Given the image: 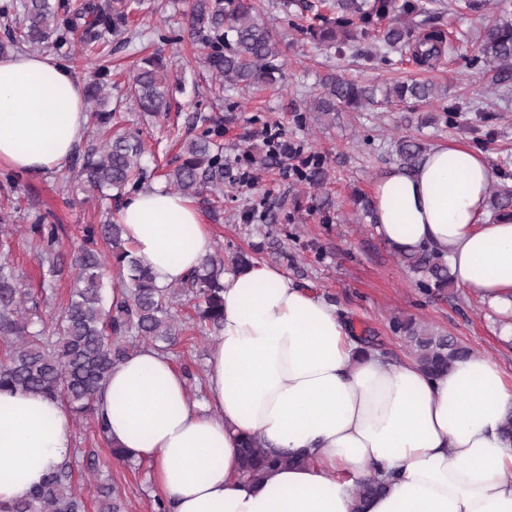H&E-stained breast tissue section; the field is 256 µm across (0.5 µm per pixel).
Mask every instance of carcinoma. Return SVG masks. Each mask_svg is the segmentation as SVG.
<instances>
[{
	"instance_id": "1",
	"label": "carcinoma",
	"mask_w": 512,
	"mask_h": 512,
	"mask_svg": "<svg viewBox=\"0 0 512 512\" xmlns=\"http://www.w3.org/2000/svg\"><path fill=\"white\" fill-rule=\"evenodd\" d=\"M144 0H90L78 7L72 0H8L0 5L5 40L0 50L50 47L64 61L110 40L125 44L133 34L131 19L143 9ZM286 14L309 19L305 35L317 45L338 48L372 40V52L396 54L426 68H433L450 50L438 0H277ZM262 0H192L187 26L205 68L246 101L283 79L285 51L277 35L261 20ZM474 66L492 73L496 85L512 81V23L495 22L475 39ZM112 85L109 65H96L85 88V101L100 100ZM376 89L335 72L320 78L310 94L309 111L328 120L346 108L357 112L375 103ZM173 88L164 60L156 55L141 60L129 85L127 98L139 111L159 116L171 107ZM437 97L429 80L410 79L385 89L388 102H427ZM99 141L72 156L71 169L106 200L121 202L124 194L138 191L147 178L143 167L146 148L140 135L112 131L117 113L88 109ZM192 123L203 127L193 139L181 143L176 164L165 173L166 188L187 197L224 192V119L197 112ZM425 147L407 137L395 146L400 168L413 170ZM296 155L295 144L277 142L260 161L262 170L280 166ZM298 181L311 187L323 185L328 176L322 158L307 160L297 169ZM493 209L500 217H512V187L495 186ZM27 234L35 241L40 262L47 265L40 291L26 286L8 262L11 237L0 233V391L40 393L68 406L76 416L88 417L100 434L103 420L95 415V402L112 368L142 345L158 341L177 343L182 329L175 325L173 306L192 302L198 331L219 330L224 318V259L206 256L187 278L166 287L156 285L151 269L132 255L117 223L89 224L70 257L75 271L73 288L60 312L43 319L42 306L53 297L61 260L59 225L35 213ZM399 262L419 274V286L437 290L454 285L444 257L428 248L397 251ZM115 269L118 280L109 284L106 272ZM391 327L404 334L415 348L416 362L427 374L436 375L474 350L452 336L433 335L411 318L393 316ZM242 469L254 478L282 466L303 465L308 455L266 450L262 438L247 435L240 443ZM384 491L376 478L358 483L350 512H362L365 499ZM98 512H125L119 487L99 486ZM0 512H86L71 461L57 465L23 498L0 507Z\"/></svg>"
}]
</instances>
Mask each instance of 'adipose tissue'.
Here are the masks:
<instances>
[{"instance_id": "1", "label": "adipose tissue", "mask_w": 512, "mask_h": 512, "mask_svg": "<svg viewBox=\"0 0 512 512\" xmlns=\"http://www.w3.org/2000/svg\"><path fill=\"white\" fill-rule=\"evenodd\" d=\"M83 86L52 57L0 56V166L61 169L86 128ZM492 172L459 143L440 144L414 170L372 188L388 245H427L459 287L506 316L512 336V220L489 218ZM159 286L184 280L212 237L188 198L162 186L129 196L118 217ZM224 321L195 396L173 358L139 348L116 365L96 402L113 444L147 462L169 512H349L358 481L385 493L363 512H512V374L475 355L425 374L365 348L337 310L276 266L224 281ZM305 451L308 464L243 479L237 439ZM71 416L58 400L0 392V505L69 457Z\"/></svg>"}]
</instances>
